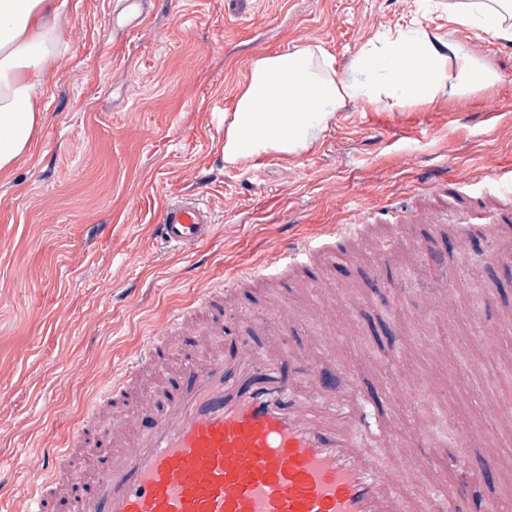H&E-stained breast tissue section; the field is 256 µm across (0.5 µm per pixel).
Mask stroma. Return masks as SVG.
I'll list each match as a JSON object with an SVG mask.
<instances>
[{
    "mask_svg": "<svg viewBox=\"0 0 512 512\" xmlns=\"http://www.w3.org/2000/svg\"><path fill=\"white\" fill-rule=\"evenodd\" d=\"M443 2L68 0L41 129L0 174V512H25L42 450L63 447L100 384L172 311L286 243L353 223L360 207L375 218L325 267L328 289L300 271L238 288L224 297V333L254 320L259 341L298 351L311 372L390 389L372 424L434 441L401 467L400 496L433 488L470 512L456 494L469 480L512 512V419L495 412L512 404V222L454 246L471 191L512 169V41L452 27ZM401 28L461 43L497 83L428 105L350 103L301 154L225 162L215 105L232 108L253 58L309 44L341 73ZM444 177L447 196H429ZM190 194L214 229L183 253L152 226L165 199ZM416 205L441 221L407 225L390 280L378 283L391 229L377 214ZM274 307L296 316L287 339L275 333ZM212 321L187 317L167 341L165 375L142 368L135 393L163 398ZM471 425L475 447L449 441L447 427Z\"/></svg>",
    "mask_w": 512,
    "mask_h": 512,
    "instance_id": "obj_1",
    "label": "stroma"
}]
</instances>
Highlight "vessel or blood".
I'll list each match as a JSON object with an SVG mask.
<instances>
[{"label":"vessel or blood","instance_id":"obj_1","mask_svg":"<svg viewBox=\"0 0 512 512\" xmlns=\"http://www.w3.org/2000/svg\"><path fill=\"white\" fill-rule=\"evenodd\" d=\"M212 229L206 205L186 197L167 202L153 233L167 246L190 251ZM344 236L335 227L279 249L262 265L234 272L224 287L203 289L191 307L222 313L225 288L294 270L324 287L313 261L326 253L327 240ZM183 320L180 314L169 318L136 350L126 376L103 384L99 401L125 399L140 367L165 368L167 338ZM288 361L243 326L231 353L210 351L184 364L170 378L166 399L141 398L148 420L125 411L111 432L94 436L83 426L64 447L44 449L27 512H51L64 485L74 490L69 512H442L438 493L409 500L394 492L389 470L359 443L369 422L359 402L339 400L335 380L326 376H311L307 390H300ZM376 442L400 463L431 438L420 432L406 443L382 431ZM77 448L88 449L94 481L72 480L68 462Z\"/></svg>","mask_w":512,"mask_h":512}]
</instances>
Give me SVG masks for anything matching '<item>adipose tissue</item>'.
<instances>
[{
    "instance_id": "adipose-tissue-1",
    "label": "adipose tissue",
    "mask_w": 512,
    "mask_h": 512,
    "mask_svg": "<svg viewBox=\"0 0 512 512\" xmlns=\"http://www.w3.org/2000/svg\"><path fill=\"white\" fill-rule=\"evenodd\" d=\"M67 0H0V170L27 152L42 119L44 78L57 60L54 37ZM450 23L512 40V0H449ZM344 74L321 47L296 45L256 57L232 110L224 114V160L296 155L311 147L351 102L426 105L440 95L491 87L496 73L458 42L425 31L397 30Z\"/></svg>"
}]
</instances>
